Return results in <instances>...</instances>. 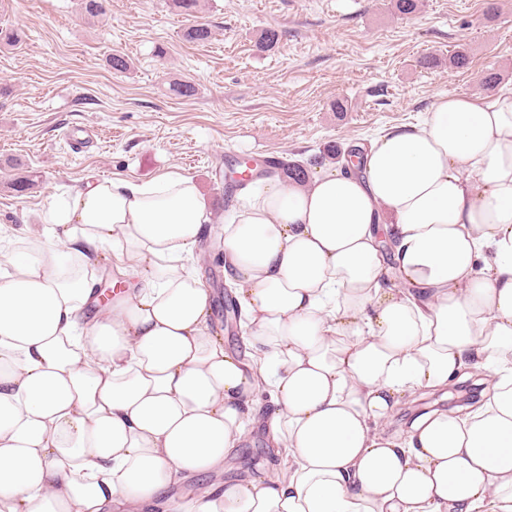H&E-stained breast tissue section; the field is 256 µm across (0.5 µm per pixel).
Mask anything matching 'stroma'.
Listing matches in <instances>:
<instances>
[{
  "label": "stroma",
  "instance_id": "obj_1",
  "mask_svg": "<svg viewBox=\"0 0 512 512\" xmlns=\"http://www.w3.org/2000/svg\"><path fill=\"white\" fill-rule=\"evenodd\" d=\"M494 17H487L488 4ZM212 37L183 39L175 0H108L99 17L79 0H11L0 27L20 30L0 44V251L19 231H40L46 204L93 178L191 176L215 223L200 244L199 273L223 324L233 288L209 257L220 218L241 209L249 189L224 201V174L255 149L305 162L323 146L369 147L389 130L416 124L442 94H481L498 73L512 88V0H420L403 17L392 0H201ZM279 32L259 50L262 30ZM465 49L470 65L450 66ZM126 71L112 70V55ZM176 83L194 86L175 95ZM89 126L97 143L78 151L63 138ZM287 477L288 459L266 432L225 460L228 476L263 458Z\"/></svg>",
  "mask_w": 512,
  "mask_h": 512
}]
</instances>
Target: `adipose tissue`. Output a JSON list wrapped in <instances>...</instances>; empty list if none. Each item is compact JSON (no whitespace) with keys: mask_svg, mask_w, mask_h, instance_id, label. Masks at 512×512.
I'll return each mask as SVG.
<instances>
[{"mask_svg":"<svg viewBox=\"0 0 512 512\" xmlns=\"http://www.w3.org/2000/svg\"><path fill=\"white\" fill-rule=\"evenodd\" d=\"M211 216L189 176L95 180L0 261V512H512V90L439 96L360 173L318 165L225 215L242 357L195 271ZM106 253L128 282L108 299ZM469 367L493 380L476 409L389 433L401 397ZM258 425L287 478L167 497Z\"/></svg>","mask_w":512,"mask_h":512,"instance_id":"adipose-tissue-1","label":"adipose tissue"}]
</instances>
